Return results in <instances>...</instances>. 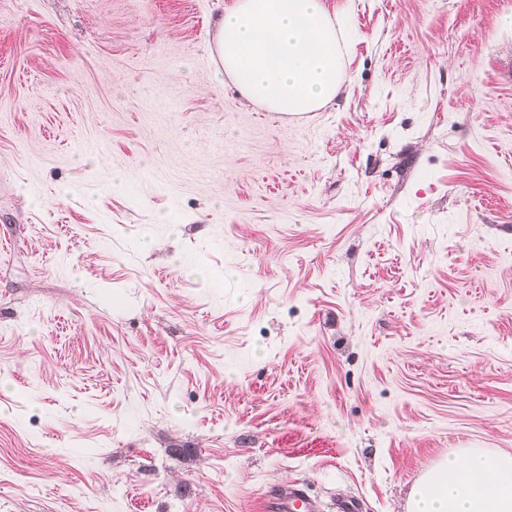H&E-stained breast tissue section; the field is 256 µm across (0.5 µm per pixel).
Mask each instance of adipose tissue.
Wrapping results in <instances>:
<instances>
[{"mask_svg":"<svg viewBox=\"0 0 512 512\" xmlns=\"http://www.w3.org/2000/svg\"><path fill=\"white\" fill-rule=\"evenodd\" d=\"M215 49L241 94L272 112L318 110L348 82L324 0H236ZM406 512H512V454L468 448L440 460L411 487Z\"/></svg>","mask_w":512,"mask_h":512,"instance_id":"obj_1","label":"adipose tissue"}]
</instances>
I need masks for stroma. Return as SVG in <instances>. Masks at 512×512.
I'll list each match as a JSON object with an SVG mask.
<instances>
[{"label": "stroma", "mask_w": 512, "mask_h": 512, "mask_svg": "<svg viewBox=\"0 0 512 512\" xmlns=\"http://www.w3.org/2000/svg\"><path fill=\"white\" fill-rule=\"evenodd\" d=\"M235 0H0V512H405L512 453V0H325L247 101ZM221 69L249 101L299 114L345 90V45L324 0H237L216 23ZM278 512H318L303 491L298 487H289L288 491L275 502Z\"/></svg>", "instance_id": "obj_1"}]
</instances>
